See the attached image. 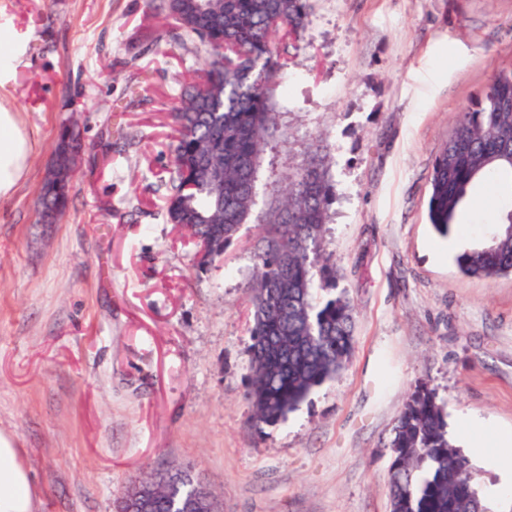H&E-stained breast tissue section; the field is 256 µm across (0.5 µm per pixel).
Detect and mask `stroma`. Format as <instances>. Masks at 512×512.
I'll list each match as a JSON object with an SVG mask.
<instances>
[{"label":"stroma","instance_id":"stroma-1","mask_svg":"<svg viewBox=\"0 0 512 512\" xmlns=\"http://www.w3.org/2000/svg\"><path fill=\"white\" fill-rule=\"evenodd\" d=\"M283 81L295 141L336 145L329 246L354 308L345 368L298 410L248 425L242 226L207 270L166 214L172 113L202 61L151 0H0L19 54L0 78L31 150L0 198V436L35 512H114L130 484L192 471L222 512H390L393 428L434 389L489 512L512 486L489 458L512 432V274L478 279L442 250L485 241L512 194L472 189L450 237L427 221L432 164L462 111L512 70V0H311ZM83 152L67 209L39 199L63 125Z\"/></svg>","mask_w":512,"mask_h":512}]
</instances>
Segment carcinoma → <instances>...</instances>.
<instances>
[{
    "label": "carcinoma",
    "mask_w": 512,
    "mask_h": 512,
    "mask_svg": "<svg viewBox=\"0 0 512 512\" xmlns=\"http://www.w3.org/2000/svg\"><path fill=\"white\" fill-rule=\"evenodd\" d=\"M178 37L205 48V90L190 85L173 113L168 220L192 224L220 259L244 224L263 225L250 284L253 319L247 399L257 433L287 418L348 362L353 307L338 289L327 253V224L336 201L335 144L320 132L279 167L291 145L278 94L310 22V0H159ZM81 146L67 145L53 173L57 189L40 206L65 210ZM512 71L499 73L461 113L430 176L428 217L445 237L468 190L485 179L512 187ZM459 270L493 278L512 272V209L481 245L456 257ZM390 512H487L467 458L448 435L444 406L420 383L389 442ZM195 479L170 469L165 488H142L143 512H174L193 502Z\"/></svg>",
    "instance_id": "cac0c4a2"
}]
</instances>
